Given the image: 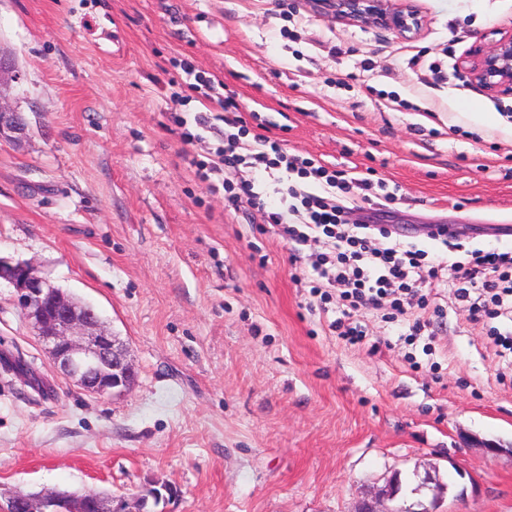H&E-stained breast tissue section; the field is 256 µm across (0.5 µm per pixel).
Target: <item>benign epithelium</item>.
<instances>
[{"label": "benign epithelium", "instance_id": "1", "mask_svg": "<svg viewBox=\"0 0 512 512\" xmlns=\"http://www.w3.org/2000/svg\"><path fill=\"white\" fill-rule=\"evenodd\" d=\"M338 23L373 26L410 38L423 24L414 0H309ZM470 83L491 96H512V30L460 61ZM28 126L21 113L0 104V142L19 145ZM14 287V302L49 354L50 367L73 386L99 397L129 391L138 374L127 347L101 326L92 306L39 276L25 262L0 257V280ZM400 493L394 475L380 496L363 499L355 512H411L388 506ZM177 496L167 484L150 482L131 497L57 489L31 494L0 489V512H151L149 507Z\"/></svg>", "mask_w": 512, "mask_h": 512}]
</instances>
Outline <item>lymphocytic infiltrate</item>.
Returning <instances> with one entry per match:
<instances>
[{
  "label": "lymphocytic infiltrate",
  "mask_w": 512,
  "mask_h": 512,
  "mask_svg": "<svg viewBox=\"0 0 512 512\" xmlns=\"http://www.w3.org/2000/svg\"><path fill=\"white\" fill-rule=\"evenodd\" d=\"M181 68L186 79L171 93V102L181 106L194 99L204 109L190 119L178 117V124L191 122L196 128L211 129L209 111L217 108L225 126L223 143L213 159L197 163L198 178L206 182L211 176L220 177L226 207L237 211L250 206L263 223L278 227L282 239L299 246L319 243V250L310 255L312 272L303 282L320 308L331 303L343 307L345 315L331 322V331L350 344L359 343L364 336L362 327L346 321L345 316L368 309L382 312L392 321L413 315L409 333L421 335L428 327L422 316L428 306L424 289L447 265L442 259H431L428 251L415 244L392 239L384 225L348 220V201L368 202L379 195L391 204L398 199L396 192L388 190L385 182L350 176L312 156L288 153L270 136L251 133L236 100L224 95L222 82L189 63H182ZM243 168L273 177L280 186L279 208L267 206L254 182L239 181ZM438 234L456 255L447 267L454 273L459 299H469L475 289L479 296L470 306L473 314L491 319L512 314V251L466 247L449 239L443 224Z\"/></svg>",
  "instance_id": "lymphocytic-infiltrate-1"
}]
</instances>
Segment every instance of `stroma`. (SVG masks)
Listing matches in <instances>:
<instances>
[{"label":"stroma","mask_w":512,"mask_h":512,"mask_svg":"<svg viewBox=\"0 0 512 512\" xmlns=\"http://www.w3.org/2000/svg\"><path fill=\"white\" fill-rule=\"evenodd\" d=\"M405 40L319 15L309 0H0V98L25 117L0 143V257L91 304L126 344L136 385L96 397L53 372L0 282V487L130 496L176 489L159 512H355L392 475L407 507L512 512V354L498 356L444 271L427 290L432 351L406 322L361 310L351 345L309 305L290 246L232 211L172 118L180 61L259 112L291 153L374 169L400 198L351 205L431 255L512 249V98L459 62L512 29V0H415ZM403 100L400 108L390 98ZM24 358L30 380L13 371ZM503 445L487 453L483 442Z\"/></svg>","instance_id":"35a3bbf8"}]
</instances>
